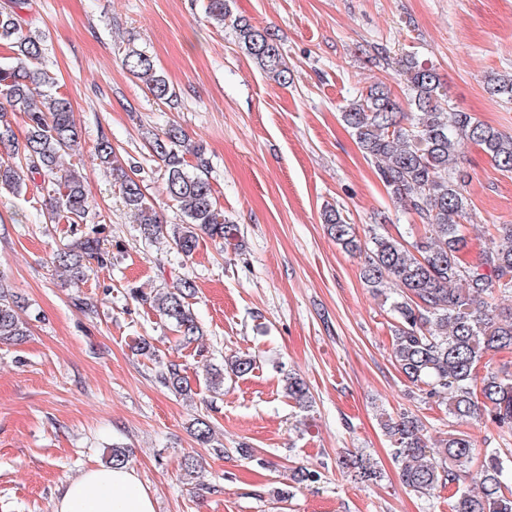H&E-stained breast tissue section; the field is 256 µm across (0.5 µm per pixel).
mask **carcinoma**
I'll list each match as a JSON object with an SVG mask.
<instances>
[{
  "instance_id": "1",
  "label": "carcinoma",
  "mask_w": 512,
  "mask_h": 512,
  "mask_svg": "<svg viewBox=\"0 0 512 512\" xmlns=\"http://www.w3.org/2000/svg\"><path fill=\"white\" fill-rule=\"evenodd\" d=\"M232 2L206 0V17L224 26L232 16ZM233 28L237 47L269 78L281 85L291 80L273 32L243 17L234 18ZM0 47L10 52V62L0 64V146L25 161L23 165L0 162V191L19 195L27 188V173L38 174L54 186L49 221L64 219L74 224L85 216L88 198L80 170L62 164L64 156L77 155L82 149L69 97L40 67L41 39L25 33L12 12H0ZM399 63L407 87L405 102L378 81L347 104L341 119L394 202L418 216L424 234L411 241L397 239L385 231V225L377 224L363 243L355 226L333 207L324 208L323 223L336 244L363 256L362 278L368 287L383 296L387 284L396 286L390 311L395 319L392 358L399 371L445 406L449 417L457 421L483 418L505 438L512 434V371L506 367L494 371L484 359L490 352H512V306L493 303L497 298H512V224L486 225L480 261L465 258V224L470 221L472 201L460 148L473 145L499 170L512 172V135L476 120L469 112L443 110L438 74L418 64L411 54ZM125 66L155 99L173 100L168 79L150 55L131 49ZM489 91L512 100V75L491 78ZM10 110L25 115L22 141L7 117ZM146 135L153 156L163 162L167 195L185 216L181 224H162L140 182L128 172L130 165L108 139H101L95 148L100 163L119 184L141 236L146 240L166 236L178 253L190 257L200 234L212 239L232 235V225L224 223L216 205L203 146L188 144L185 131L175 124L160 132L148 130ZM89 260L102 263L105 257L98 242L87 238L58 253L54 264L79 281ZM195 293L194 281L179 278L151 301L183 346L202 335L189 303ZM27 335L28 322L19 313L15 295L0 280V343L21 342ZM255 365L250 356H233L225 368L209 372L207 381L219 390L224 373L243 377ZM161 377L179 394L188 390L177 363L165 364ZM283 383L288 398L299 408L311 406L302 378L290 373ZM382 426L405 487L421 495L448 488L451 512H512V486L504 480L512 468L508 455L489 453L474 470L476 447L464 431L450 429L448 437L432 447L422 421L407 412L385 417ZM343 467L358 470L362 479L376 478L375 467L360 457L344 460Z\"/></svg>"
}]
</instances>
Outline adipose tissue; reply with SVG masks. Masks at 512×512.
Masks as SVG:
<instances>
[{"label":"adipose tissue","mask_w":512,"mask_h":512,"mask_svg":"<svg viewBox=\"0 0 512 512\" xmlns=\"http://www.w3.org/2000/svg\"><path fill=\"white\" fill-rule=\"evenodd\" d=\"M55 512H154L132 468L92 466L62 489Z\"/></svg>","instance_id":"ef3b65f1"}]
</instances>
